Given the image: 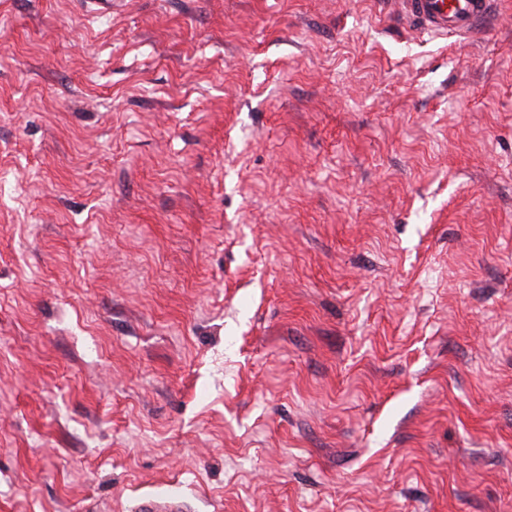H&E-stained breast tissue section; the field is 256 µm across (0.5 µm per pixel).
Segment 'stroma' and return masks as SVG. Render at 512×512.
Listing matches in <instances>:
<instances>
[{"instance_id": "35a3bbf8", "label": "stroma", "mask_w": 512, "mask_h": 512, "mask_svg": "<svg viewBox=\"0 0 512 512\" xmlns=\"http://www.w3.org/2000/svg\"><path fill=\"white\" fill-rule=\"evenodd\" d=\"M0 0V512H512V0ZM408 20L434 35H467L493 9L492 0H402Z\"/></svg>"}]
</instances>
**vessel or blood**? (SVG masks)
Returning a JSON list of instances; mask_svg holds the SVG:
<instances>
[{"label":"vessel or blood","instance_id":"b4317fda","mask_svg":"<svg viewBox=\"0 0 512 512\" xmlns=\"http://www.w3.org/2000/svg\"><path fill=\"white\" fill-rule=\"evenodd\" d=\"M408 20L434 34L466 35L493 9V0H402Z\"/></svg>","mask_w":512,"mask_h":512}]
</instances>
